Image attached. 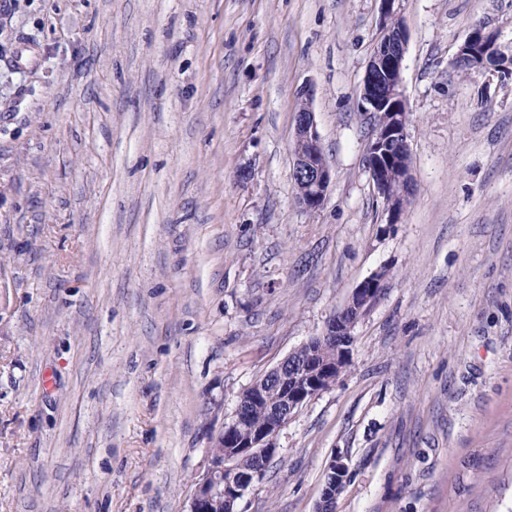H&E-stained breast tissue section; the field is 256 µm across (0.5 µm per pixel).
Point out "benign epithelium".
Segmentation results:
<instances>
[{
	"mask_svg": "<svg viewBox=\"0 0 512 512\" xmlns=\"http://www.w3.org/2000/svg\"><path fill=\"white\" fill-rule=\"evenodd\" d=\"M380 38L374 48L359 90L363 112L371 123V135L366 145L369 172L378 195L386 205L388 223L396 224L400 214L391 196L390 176L402 173L410 181L407 156L408 111L402 89L408 35L405 28L391 25L396 16V0H380ZM453 65H466L474 70L493 68L512 77V69L504 66V59L496 47L494 34L482 26L474 27L460 44ZM311 93L303 91L294 116L293 178L298 204L315 210L324 203L331 182V170L323 153ZM385 274L376 272L364 279L352 292L344 306L328 320L324 330L312 337L299 350L309 349L310 358L297 357L291 352L251 386V401L266 399L265 382L278 379L283 388L280 401L269 407L267 423L253 430L248 440L237 442L234 433L247 428L249 404L240 400L230 420L223 424L219 436L230 448H243L257 457L258 466L249 475H242L230 458L220 461L211 448L205 449L203 472L195 481L187 512H212L222 505L224 512H239L240 501L254 483L262 480L268 464L276 456L275 438L286 427L304 404L335 385L349 362L355 342L354 329L384 287ZM348 465L340 457L329 464L321 496L315 512H336V499L344 489Z\"/></svg>",
	"mask_w": 512,
	"mask_h": 512,
	"instance_id": "benign-epithelium-1",
	"label": "benign epithelium"
}]
</instances>
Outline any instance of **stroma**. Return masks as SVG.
<instances>
[{
	"instance_id": "obj_1",
	"label": "stroma",
	"mask_w": 512,
	"mask_h": 512,
	"mask_svg": "<svg viewBox=\"0 0 512 512\" xmlns=\"http://www.w3.org/2000/svg\"><path fill=\"white\" fill-rule=\"evenodd\" d=\"M413 194L359 89L380 0H0V512H187L244 390L386 271L242 512H512V0H398ZM310 90L332 172L293 181ZM503 62L504 59L496 47L494 34L485 31L482 26H476L460 44L453 65H466L474 70L493 68L504 76L512 77V58L510 70L504 66ZM348 465L341 457H334L329 464L324 478L321 496L315 512H335L336 499L344 489Z\"/></svg>"
}]
</instances>
